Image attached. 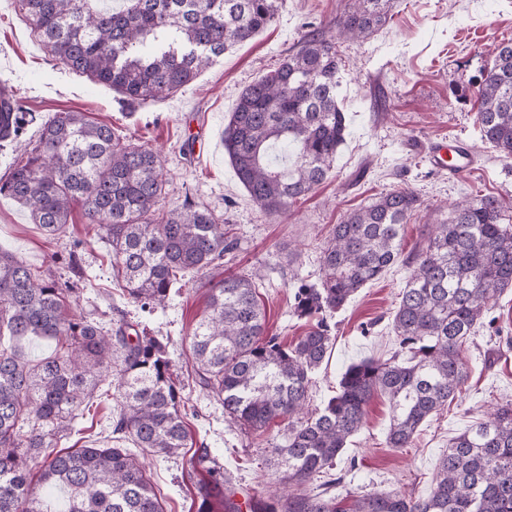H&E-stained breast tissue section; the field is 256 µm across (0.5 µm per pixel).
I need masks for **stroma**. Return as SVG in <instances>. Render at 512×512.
<instances>
[{"instance_id":"obj_1","label":"stroma","mask_w":512,"mask_h":512,"mask_svg":"<svg viewBox=\"0 0 512 512\" xmlns=\"http://www.w3.org/2000/svg\"><path fill=\"white\" fill-rule=\"evenodd\" d=\"M353 0H282L274 21L251 41L225 51L178 93L128 110L111 88L69 72L46 52L25 20L19 0H0V83L32 114L17 142L0 149V178L24 161L42 123L72 110L112 125L127 141L161 150L168 183L163 210L185 202L204 205L224 218L235 243L210 280L227 273L260 270L259 285L271 334L295 341L307 329L293 314L299 280L317 282L321 249L334 224L371 198L408 187L423 206L405 227L404 247L424 243L433 224L452 205L494 196L512 207V159L500 157L476 129L479 89L492 65V50L512 41V0H394L391 18L359 42L337 39L341 59L338 104L346 116V141L328 178L285 214L260 210L239 183L224 152V127L240 91L278 66L309 32L330 34ZM461 138L472 147L470 171L454 175L430 166L431 141ZM0 249L24 260L42 276L76 288L73 314L111 327L113 320L147 328L168 347L169 357L190 402L187 424L194 447L209 448L234 484L264 488L281 474L270 464L272 445L283 443L286 421L247 434L229 426L223 407L191 373L189 336L206 313V288L185 275V285L165 308L144 310L120 295H108L112 267L80 206H73L66 237L51 241L32 224L26 209L0 195ZM397 264L360 290L332 322L334 341L315 376L313 406L335 394L345 368L365 358H386L395 350L389 320L405 286ZM493 328L479 329L466 344L471 372L448 409L432 416L410 447H387L392 417L389 402L375 396L363 430L348 443L336 471L343 489L411 490L426 494L438 460L450 440L512 398V289L493 311ZM111 397L95 398L80 412L62 448L88 446L112 430ZM147 473L164 497L166 512H196L195 483L183 457L145 456Z\"/></svg>"}]
</instances>
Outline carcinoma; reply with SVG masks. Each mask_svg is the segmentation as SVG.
Wrapping results in <instances>:
<instances>
[{
    "label": "carcinoma",
    "mask_w": 512,
    "mask_h": 512,
    "mask_svg": "<svg viewBox=\"0 0 512 512\" xmlns=\"http://www.w3.org/2000/svg\"><path fill=\"white\" fill-rule=\"evenodd\" d=\"M20 0L44 48L69 70L106 85L128 104L173 95L274 18L278 0ZM392 0H354L340 34L365 39L381 29ZM334 37L305 35L279 66L239 94L224 128V150L239 183L270 216L324 182L345 142L337 95ZM25 112L0 95V141L18 140ZM481 140L512 158V42L494 52L482 82ZM160 156L112 126L62 111L46 121L25 161L0 182L51 238L67 233L72 206L112 260L123 296L161 307L187 271L210 270L234 249L224 218L186 203L162 212ZM422 206L410 188L392 190L334 225L321 251V278L295 291L294 313L309 322L288 345L269 333L259 273L227 274L207 289V313L192 333L199 384L233 424L262 431L288 419L287 442L273 446L280 486L245 492L248 512H512V399L448 444L425 497L412 491L329 492L348 440L366 423L377 393L389 399V448L411 445L423 423L448 406L468 377L464 344L498 297L512 288V226L498 198L454 206L426 243L404 253V226ZM404 264L406 285L390 320L397 349L384 360L347 366L335 395L308 410L314 375L333 336L328 317L389 267ZM73 289L49 281L0 248V512H164L138 455L182 453L188 399L173 378L165 345L122 322L112 334L70 312ZM50 337L54 355L30 361L12 344ZM112 390V443L54 451L77 411ZM42 458L38 483L62 496L35 495L27 458ZM197 512H242L232 478L209 449L186 459Z\"/></svg>",
    "instance_id": "cac0c4a2"
}]
</instances>
